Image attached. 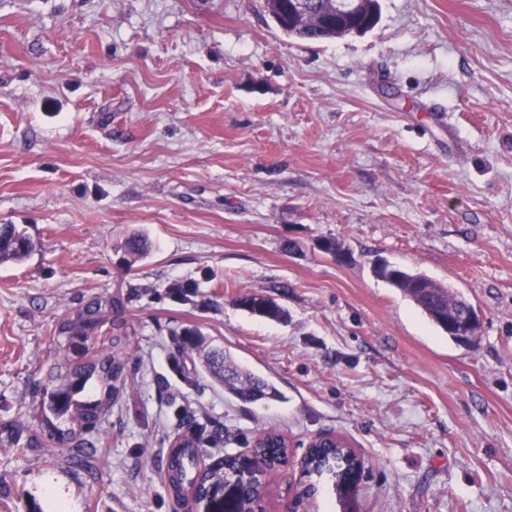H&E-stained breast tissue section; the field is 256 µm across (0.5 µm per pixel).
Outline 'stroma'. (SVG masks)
<instances>
[{"instance_id": "35a3bbf8", "label": "stroma", "mask_w": 512, "mask_h": 512, "mask_svg": "<svg viewBox=\"0 0 512 512\" xmlns=\"http://www.w3.org/2000/svg\"><path fill=\"white\" fill-rule=\"evenodd\" d=\"M379 3L370 31L311 43L266 0H0V224L36 244L0 264V423L28 419L59 322L136 292L97 476L0 446V512H195L164 472L187 418L208 455L286 438L267 512L323 434L364 475L322 483L315 512H512V0ZM133 234L152 249L129 268ZM380 261L461 293L477 336L449 338ZM186 331L279 399L210 387ZM236 304L250 310L263 318L279 321L286 317V311L273 301L257 297L256 295H241L236 298Z\"/></svg>"}]
</instances>
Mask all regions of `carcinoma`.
<instances>
[{"label": "carcinoma", "instance_id": "1", "mask_svg": "<svg viewBox=\"0 0 512 512\" xmlns=\"http://www.w3.org/2000/svg\"><path fill=\"white\" fill-rule=\"evenodd\" d=\"M324 0H309L304 13H296L289 21L295 38L320 42L351 33L352 25L341 20L331 27L321 24L319 16ZM34 249L27 233L15 224H0V263L25 259ZM127 263L132 265L148 250L139 237L129 238L124 245ZM388 283L401 291L434 323L436 314L451 306L459 313L465 310V299L445 285L432 281L430 290L418 291L405 279ZM135 297V290L117 296H94L63 319L53 337L55 362L30 387L29 414L32 423L12 420L0 425V445L27 455L37 448H66V461L79 463L94 477L97 474L100 448L104 440L88 435L99 430L110 414L112 404L121 391L116 382L126 381L129 352L125 337L112 335L114 317L123 313L125 304ZM236 304L272 321L286 317V311L273 301L255 295H241ZM180 350L197 356L200 372L236 398L255 403L276 396L267 381L245 373L233 357L220 346H213L195 333H187ZM197 426L183 424V433L174 442L166 475L176 495L190 489L201 496L208 484H219L243 466L263 463L276 467L286 462L287 445L274 431H263L256 437L248 454L226 452L209 462L198 453ZM362 466L361 459L349 448L318 437L304 458L307 475L328 470L336 477V486L344 485L353 470ZM319 495V487L307 479L299 484L294 496L296 512H311ZM263 501L251 490L242 492L237 512H261Z\"/></svg>", "mask_w": 512, "mask_h": 512}]
</instances>
